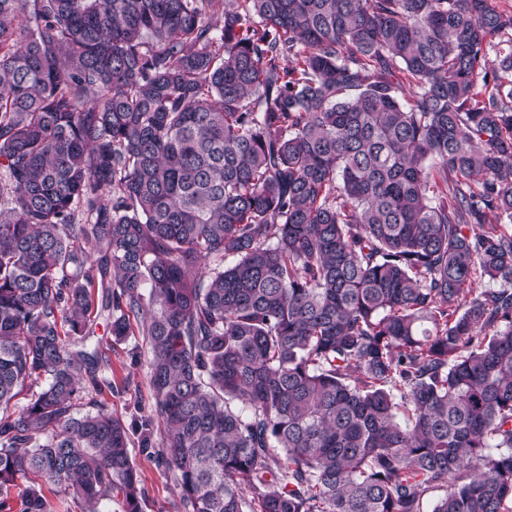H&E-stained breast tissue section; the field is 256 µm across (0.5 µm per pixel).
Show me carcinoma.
Segmentation results:
<instances>
[{"label": "carcinoma", "instance_id": "cac0c4a2", "mask_svg": "<svg viewBox=\"0 0 512 512\" xmlns=\"http://www.w3.org/2000/svg\"><path fill=\"white\" fill-rule=\"evenodd\" d=\"M509 224L496 0H0V512H512ZM96 323L93 343L99 342L109 356L108 374L113 388L93 395L94 400L130 425L141 416L149 415L153 405L147 376L148 342L137 332L136 336L115 344L106 328L105 317H98ZM133 457L145 491L144 512H181L180 490L173 476L135 442Z\"/></svg>", "mask_w": 512, "mask_h": 512}]
</instances>
